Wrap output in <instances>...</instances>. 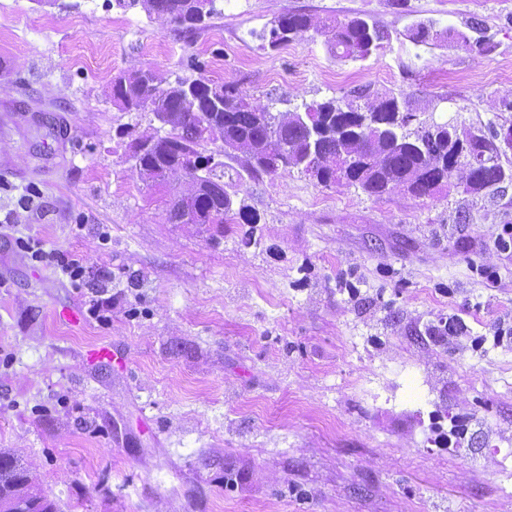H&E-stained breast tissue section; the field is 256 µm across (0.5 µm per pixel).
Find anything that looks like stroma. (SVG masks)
<instances>
[{
	"label": "stroma",
	"mask_w": 512,
	"mask_h": 512,
	"mask_svg": "<svg viewBox=\"0 0 512 512\" xmlns=\"http://www.w3.org/2000/svg\"><path fill=\"white\" fill-rule=\"evenodd\" d=\"M185 34L116 0H0V448L57 512H512V185L376 199L226 158L239 227L171 224L131 169L149 112L119 74L232 84L272 112L361 85L424 123L512 121V0H216ZM386 37L362 61L323 35L272 50L287 10ZM421 21L436 37L412 40ZM481 38L487 51L457 45ZM84 259L83 282L14 243ZM493 267L494 284L476 273ZM107 285L110 319L88 318ZM452 319L462 333L438 342ZM108 345L117 360L89 363Z\"/></svg>",
	"instance_id": "1"
}]
</instances>
